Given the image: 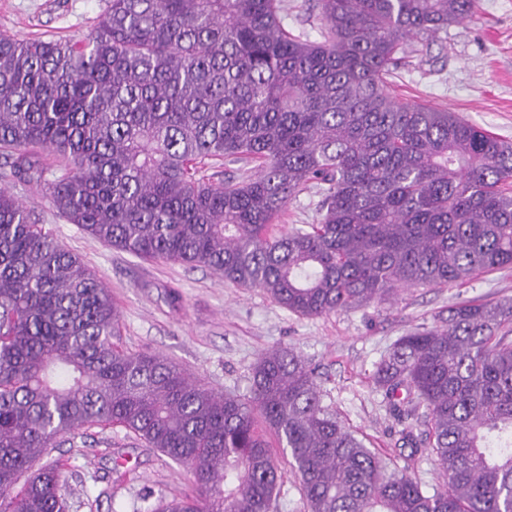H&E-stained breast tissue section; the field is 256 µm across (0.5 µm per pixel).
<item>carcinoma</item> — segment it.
<instances>
[{"label":"carcinoma","mask_w":512,"mask_h":512,"mask_svg":"<svg viewBox=\"0 0 512 512\" xmlns=\"http://www.w3.org/2000/svg\"><path fill=\"white\" fill-rule=\"evenodd\" d=\"M478 0H318L322 40L285 0H108L67 40L0 32V156L48 185L69 223L144 259L210 268L300 318L512 266V142L391 95L410 40L427 47ZM257 163L217 183L211 160ZM315 185L318 222L273 231ZM97 275L0 189V512H69L60 436L119 426L187 466L195 494L151 512H271L277 437L308 512H512V298L448 307L400 337L372 378L446 479L429 493L323 405L288 348L261 354L249 396L119 348ZM20 489H15V486Z\"/></svg>","instance_id":"cac0c4a2"}]
</instances>
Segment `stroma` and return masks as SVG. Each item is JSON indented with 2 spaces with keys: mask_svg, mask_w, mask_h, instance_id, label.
<instances>
[{
  "mask_svg": "<svg viewBox=\"0 0 512 512\" xmlns=\"http://www.w3.org/2000/svg\"><path fill=\"white\" fill-rule=\"evenodd\" d=\"M106 0H0V31L20 39H65L90 31ZM397 98L459 113L512 142V0H479L475 19L449 26L426 55L407 54L391 79ZM44 181L15 177L0 187L35 212L42 230L96 272L121 312L117 344L159 353L216 392L246 396L251 367L274 347L300 352L317 373L323 403L397 472L426 491L440 488L427 449L399 442V424L372 381L375 362L406 332L433 327L449 306L512 297V268L463 285L407 288L392 302L300 318L259 288L225 283L209 268L145 260L67 223L47 184L58 174L43 154ZM65 468L70 512H150L194 490L190 470L116 426H94L50 449Z\"/></svg>",
  "mask_w": 512,
  "mask_h": 512,
  "instance_id": "obj_1",
  "label": "stroma"
}]
</instances>
